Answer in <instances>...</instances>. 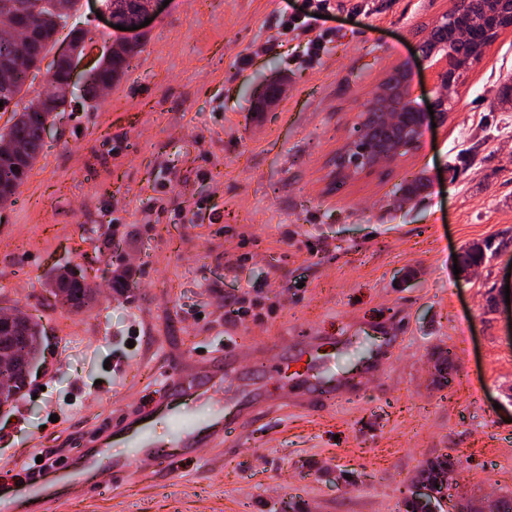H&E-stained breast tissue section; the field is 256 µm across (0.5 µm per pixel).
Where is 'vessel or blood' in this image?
Segmentation results:
<instances>
[{"label": "vessel or blood", "mask_w": 512, "mask_h": 512, "mask_svg": "<svg viewBox=\"0 0 512 512\" xmlns=\"http://www.w3.org/2000/svg\"><path fill=\"white\" fill-rule=\"evenodd\" d=\"M304 347L289 353L286 340L259 341L256 381L236 384V357L233 348L220 355L199 356L193 371L171 366L162 372L164 394L114 416L100 425V434L89 440V453L83 465L88 469L105 467L112 472L113 484H120L134 466L166 468L178 461L193 459L197 448L231 447L243 424L268 415L289 404L313 409L328 405L337 393L348 390L345 377L330 371L315 373L305 355L308 348L321 345L318 336L303 339ZM185 398L184 407L160 416L163 400ZM166 426H159V418ZM42 460L17 481L0 484V512H16L23 505L59 504V497L46 485L47 475L57 472L70 477L74 488L83 482L76 478L70 460L42 451Z\"/></svg>", "instance_id": "1"}]
</instances>
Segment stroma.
Returning a JSON list of instances; mask_svg holds the SVG:
<instances>
[{"label": "stroma", "instance_id": "obj_1", "mask_svg": "<svg viewBox=\"0 0 512 512\" xmlns=\"http://www.w3.org/2000/svg\"><path fill=\"white\" fill-rule=\"evenodd\" d=\"M326 50L310 62L285 16L305 0H170L137 32L142 51L96 100L74 94L16 199L0 205V312L45 329L41 395L0 415V472L32 453L73 454L102 413L158 388L168 364L234 343L250 378L253 345L344 336L391 348L368 365L337 358L356 391L309 411L288 405L241 429L232 452L205 448L178 476L135 469L109 494L72 491L50 512H405L419 471L453 464L442 507L512 497V30L468 71L447 122L406 161L332 182L329 164L385 73L417 52L450 0H337ZM103 0L73 25L113 40ZM281 93L258 106L260 89ZM479 162L467 166L470 148ZM423 178L425 190L401 188ZM492 241L497 255L454 276L453 257ZM65 264L97 286L74 315L41 286ZM128 271L124 294L109 286ZM251 292L276 304L233 312ZM449 355V384L437 380ZM64 418L55 423L53 411ZM236 304L239 305L237 313L240 316H252L255 321H265L268 316L273 317L276 314L273 303L266 304L259 298L249 296V292L239 297Z\"/></svg>", "mask_w": 512, "mask_h": 512}]
</instances>
